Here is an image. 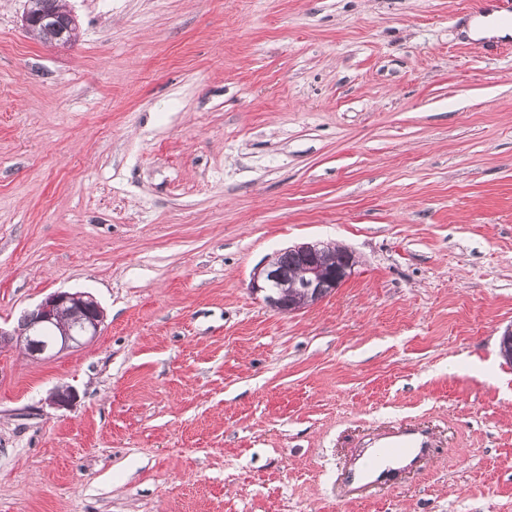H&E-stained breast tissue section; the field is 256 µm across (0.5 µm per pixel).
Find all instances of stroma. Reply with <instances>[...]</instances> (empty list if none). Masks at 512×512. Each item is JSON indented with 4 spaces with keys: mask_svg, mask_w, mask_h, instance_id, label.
Masks as SVG:
<instances>
[{
    "mask_svg": "<svg viewBox=\"0 0 512 512\" xmlns=\"http://www.w3.org/2000/svg\"><path fill=\"white\" fill-rule=\"evenodd\" d=\"M64 3L53 47L0 0V325L105 318L0 351V512H512V36L465 33L504 0ZM316 241L354 274L267 307ZM406 423L430 458L348 493ZM326 247L327 244L319 242L302 243L291 249L301 261L299 277L293 288H298L297 292L304 297L302 302L290 304L288 299V305H290L286 307L282 298L276 293L275 288H281L280 278L282 277L284 281H292L299 268L294 254L288 252V249L286 250L288 253L284 251L279 256V265L275 261V255L254 273L251 282L252 291L255 294L263 293V301L270 307L289 313L304 309L305 306L331 295L351 276L357 260L353 252L345 248V259L341 263L328 262L324 257ZM278 267L281 270V276ZM103 321L102 308L88 293L54 291L26 313L14 330L0 325V349L15 347L34 360L51 359L92 341Z\"/></svg>",
    "mask_w": 512,
    "mask_h": 512,
    "instance_id": "35a3bbf8",
    "label": "stroma"
}]
</instances>
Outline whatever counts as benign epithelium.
<instances>
[{
  "mask_svg": "<svg viewBox=\"0 0 512 512\" xmlns=\"http://www.w3.org/2000/svg\"><path fill=\"white\" fill-rule=\"evenodd\" d=\"M35 24L53 32L52 43H69L75 33L76 17L67 12L61 20L56 13L43 10L34 13L26 11L23 25L31 29ZM324 243H302L292 247L301 261L299 277L294 287L303 296V301L284 305L276 293L281 287L280 272L275 259H270L257 270L252 278L251 289L263 293V301L270 307L283 312H294L331 295L352 274L357 263L353 252L345 251L342 262L326 261ZM104 321V312L99 304L87 293L58 290L47 295L33 310L26 313L17 328L8 331L0 326V349L18 348L34 360L51 359L57 354L78 348L92 341ZM76 399L68 387L54 389L48 402L56 408H69Z\"/></svg>",
  "mask_w": 512,
  "mask_h": 512,
  "instance_id": "obj_1",
  "label": "benign epithelium"
}]
</instances>
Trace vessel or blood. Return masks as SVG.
Here are the masks:
<instances>
[{
  "label": "vessel or blood",
  "instance_id": "vessel-or-blood-1",
  "mask_svg": "<svg viewBox=\"0 0 512 512\" xmlns=\"http://www.w3.org/2000/svg\"><path fill=\"white\" fill-rule=\"evenodd\" d=\"M367 445L377 449L383 461L366 466L352 465L349 477L359 486L391 484L398 471L413 467L431 452L433 441L426 433L409 426L395 434L371 438Z\"/></svg>",
  "mask_w": 512,
  "mask_h": 512
}]
</instances>
